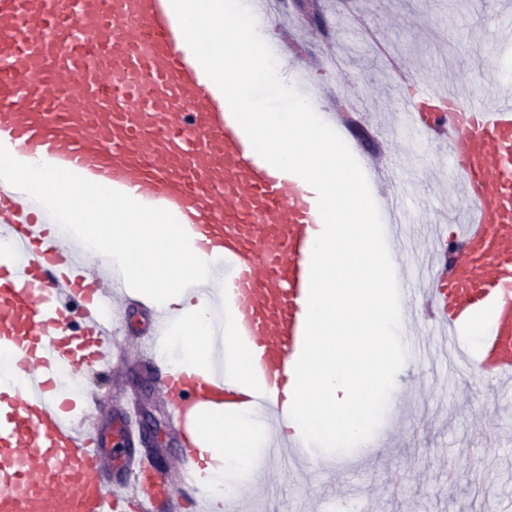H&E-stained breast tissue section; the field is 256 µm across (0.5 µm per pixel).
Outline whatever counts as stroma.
Returning a JSON list of instances; mask_svg holds the SVG:
<instances>
[{
  "mask_svg": "<svg viewBox=\"0 0 512 512\" xmlns=\"http://www.w3.org/2000/svg\"><path fill=\"white\" fill-rule=\"evenodd\" d=\"M504 0H318L319 11L296 10L303 27L298 57L312 61L336 50L344 66L320 71L335 84L338 109L346 94L360 95L370 117L357 123L353 138L367 152L385 155L404 204L431 219L440 201L459 205L446 175L443 152L416 150L399 126L388 123L399 109L395 81L381 66L377 45L409 61L416 74L452 82L473 98L492 99L507 74L492 54L475 58L467 48L492 43ZM122 361L107 372L91 371L88 407L99 431H110L124 416L129 398L139 396L138 380L155 382L157 366L136 352L148 334L146 316L120 312ZM484 381L462 382L448 366L412 364L396 381L401 401L386 414L378 435H389L376 463L349 468L365 446L332 454L317 467L270 472L257 486L249 512H501L512 502V387L498 391L497 406L485 404Z\"/></svg>",
  "mask_w": 512,
  "mask_h": 512,
  "instance_id": "35a3bbf8",
  "label": "stroma"
}]
</instances>
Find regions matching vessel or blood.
Returning a JSON list of instances; mask_svg holds the SVG:
<instances>
[{
    "mask_svg": "<svg viewBox=\"0 0 512 512\" xmlns=\"http://www.w3.org/2000/svg\"><path fill=\"white\" fill-rule=\"evenodd\" d=\"M260 33L281 66L311 74L296 56L288 7L252 0ZM69 41L60 50L57 35ZM493 53L512 57V10L498 24ZM413 91L398 123L421 145L448 153V178L462 196L454 227L433 222L419 287L407 265L393 266L404 316L417 336L432 330L453 349L464 326L481 321L485 380L512 383V84L491 101L463 99L457 85L417 81L402 60L386 59ZM302 95L339 135L345 115L329 109L333 89L299 83ZM380 210L387 239L406 213L375 154L351 145ZM106 188L109 199H136L181 224L213 254L224 275V305L212 381L196 386L162 375L158 386L176 432L186 413L224 398L225 416L241 405L278 416L305 331L310 261L321 222L315 191L262 159L216 85L186 45L170 0H0V512H154L156 497L192 484L197 512H223L205 464L185 447L166 469L129 455L124 479L105 478L99 434L80 394L82 374L110 368L123 281L88 277L57 225L69 209L31 193L32 170ZM251 373H231L240 350ZM262 465H309L304 444L279 437Z\"/></svg>",
    "mask_w": 512,
    "mask_h": 512,
    "instance_id": "b4317fda",
    "label": "vessel or blood"
}]
</instances>
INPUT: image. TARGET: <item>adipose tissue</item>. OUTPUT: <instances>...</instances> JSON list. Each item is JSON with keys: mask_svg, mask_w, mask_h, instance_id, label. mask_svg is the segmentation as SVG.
Masks as SVG:
<instances>
[{"mask_svg": "<svg viewBox=\"0 0 512 512\" xmlns=\"http://www.w3.org/2000/svg\"><path fill=\"white\" fill-rule=\"evenodd\" d=\"M120 215L109 238L99 236L98 226L109 214ZM79 232L85 240L86 254L101 265L120 268L127 287L165 308L177 321L168 335L162 336L161 347H175L178 356L174 366L187 375L206 377L215 369L211 329L212 306L224 295V282L214 266L197 260L194 248L183 236L180 225L160 212L142 209L134 200L99 203L89 211L86 224ZM151 248H144V241ZM147 249L157 269L155 277L141 275L132 255ZM189 283L201 284L205 295L186 291ZM187 434L201 457L207 458L216 484L228 493H236L243 473L253 472L258 464L257 448L266 445L269 436L249 416L226 418L221 408L191 409L187 414Z\"/></svg>", "mask_w": 512, "mask_h": 512, "instance_id": "adipose-tissue-1", "label": "adipose tissue"}]
</instances>
